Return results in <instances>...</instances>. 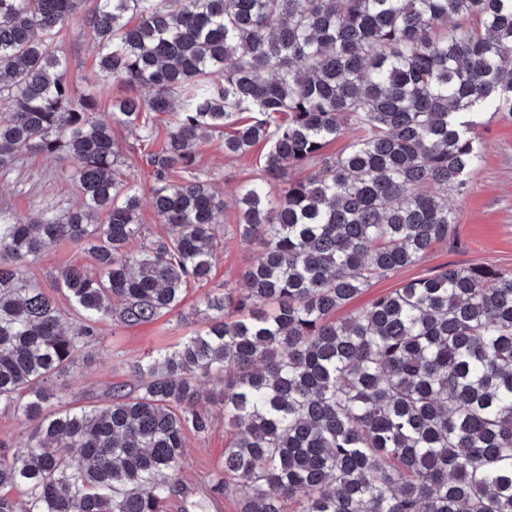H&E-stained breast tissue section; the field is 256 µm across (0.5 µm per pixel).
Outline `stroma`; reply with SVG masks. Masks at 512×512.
Instances as JSON below:
<instances>
[{
  "label": "stroma",
  "mask_w": 512,
  "mask_h": 512,
  "mask_svg": "<svg viewBox=\"0 0 512 512\" xmlns=\"http://www.w3.org/2000/svg\"><path fill=\"white\" fill-rule=\"evenodd\" d=\"M60 49L69 59L68 78L79 89H97L100 116L111 121L112 100L122 93V86L104 78L97 66V49L81 19H73L61 31ZM471 119L475 131L486 146L482 167L477 170L467 192L449 197L458 214L457 245L440 244L415 265L375 280L351 307L338 310L347 317L351 309L368 305L402 283L425 277L451 266L488 263L512 271V116L495 115L474 109ZM112 133L125 157L127 179L150 190L152 182L144 160L146 149L129 129L113 124ZM223 133H213L195 146L197 166L205 171L210 184L224 196V241L212 277L206 288L189 286L180 311L135 326L118 321L105 322L89 346L77 359L71 371L55 379L53 386L66 400L77 405L106 402L115 384L135 390L138 382L130 372L131 361L168 349L190 335L200 324L198 313L204 289L224 286L245 288L244 274L253 263L257 249L240 239L236 232L237 190L259 171L266 153L264 145H256L245 155L229 158L224 154ZM77 185L65 175L64 162L26 156L9 172L0 173V211L34 219L43 210L62 211L77 203ZM75 266L94 272L89 253L82 248L62 243L46 250L33 263L31 272L45 293H53L54 280L66 267ZM212 423L206 434L187 437L188 455L180 473L181 485L168 502L169 512H194L195 502L207 504V512H238L236 497L214 495L211 480L224 458V414L217 405H209Z\"/></svg>",
  "instance_id": "stroma-1"
}]
</instances>
